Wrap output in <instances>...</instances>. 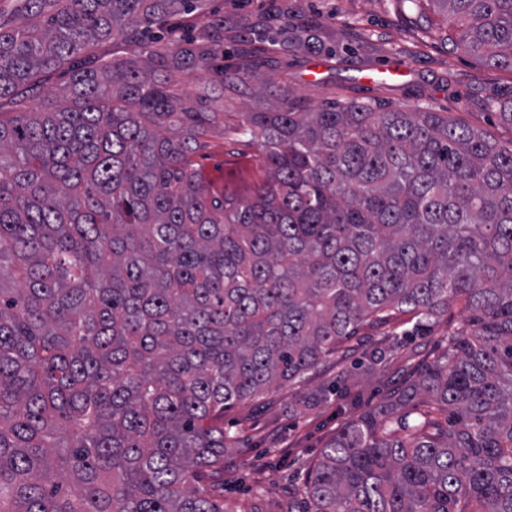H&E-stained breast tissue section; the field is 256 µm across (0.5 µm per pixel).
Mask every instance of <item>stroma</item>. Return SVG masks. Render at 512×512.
Instances as JSON below:
<instances>
[{
    "label": "stroma",
    "mask_w": 512,
    "mask_h": 512,
    "mask_svg": "<svg viewBox=\"0 0 512 512\" xmlns=\"http://www.w3.org/2000/svg\"><path fill=\"white\" fill-rule=\"evenodd\" d=\"M205 8L229 29L224 66L241 63L256 75L252 94L225 97V111H252L264 96L283 90L314 106L352 99L419 106L512 148V124L490 107L512 97V71L451 49L434 6L419 10L408 0H207ZM259 28L277 32L280 43L243 55L241 35ZM300 35L312 38V49L285 47V40ZM195 163L217 196H246L263 176L257 145L229 129L212 137ZM465 317L462 308H453L420 333L402 317L364 326L303 381L277 385L262 399L226 410L224 427L236 433L238 445L225 451L218 477L225 508L308 512L302 483L327 440L434 361ZM340 381L349 386L346 396L298 411L300 400Z\"/></svg>",
    "instance_id": "stroma-1"
}]
</instances>
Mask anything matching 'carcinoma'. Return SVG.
I'll use <instances>...</instances> for the list:
<instances>
[{
    "label": "carcinoma",
    "instance_id": "cac0c4a2",
    "mask_svg": "<svg viewBox=\"0 0 512 512\" xmlns=\"http://www.w3.org/2000/svg\"><path fill=\"white\" fill-rule=\"evenodd\" d=\"M0 15V512H226L224 411L295 383L365 325L462 305L448 349L347 421L312 512H512V149L443 112L288 91L254 112L180 86L224 20L146 38L202 0H14ZM433 3L512 71V0ZM139 52L102 64L96 43ZM61 94L44 92L64 65ZM39 100L29 112L7 104ZM263 179L215 197L218 120Z\"/></svg>",
    "mask_w": 512,
    "mask_h": 512
}]
</instances>
